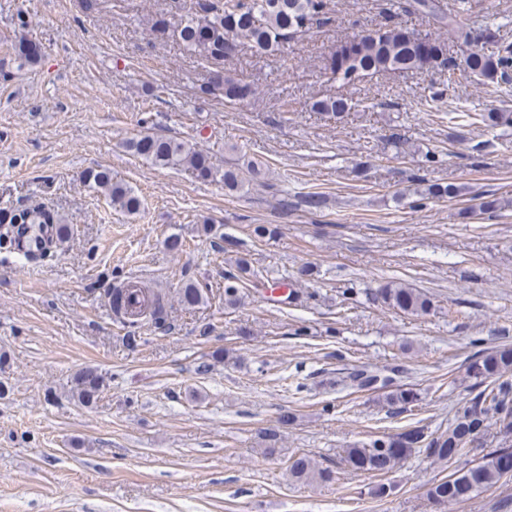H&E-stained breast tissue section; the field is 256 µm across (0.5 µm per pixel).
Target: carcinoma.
Listing matches in <instances>:
<instances>
[{
	"mask_svg": "<svg viewBox=\"0 0 512 512\" xmlns=\"http://www.w3.org/2000/svg\"><path fill=\"white\" fill-rule=\"evenodd\" d=\"M394 14L417 13L432 23L458 31L465 49L458 60H439L435 50L442 48L438 39L421 35L397 23L387 24L365 34L349 46H338L331 52L326 69L331 79L343 85L350 83L352 74L363 76L391 73L408 74L427 71L438 66L448 70V87L462 78H477L493 83H512V41L489 26L472 31L473 0H455L454 9L447 11L439 0H393ZM335 19L330 15L327 0H202L198 9H188L174 28L181 45L201 60H230L248 46L255 53L276 57L282 49L308 34L314 28L331 27ZM481 41V48L472 44ZM17 59L25 64L40 60L41 54L32 51L30 39L20 37L12 44ZM205 92L220 94L224 102L235 104L253 95L250 85L240 79L222 75ZM354 103L342 96H328L312 103L311 109L321 114L340 118ZM456 118L467 125L487 128L512 126V112H461ZM130 150L164 169H188L200 178L220 176L224 189L230 193L243 190L246 178L235 168L217 174L210 158L187 141L176 137L141 135L128 144ZM86 181L101 189L112 207L132 213L140 206L133 190L119 182L105 169H92ZM298 205L316 213L326 206V198L318 192H307L299 197ZM60 218L51 209L37 203L21 209L0 213V224H27L36 240H41L39 226L58 224ZM237 274L224 283V307L233 308L242 299V288H283L279 277L269 276L254 268L247 255L241 253L234 260ZM146 296L140 288H125L112 292V304L125 324L138 323L144 310L132 309L125 303L127 292ZM180 302L187 308L204 303L203 289L187 283L179 291ZM376 298L384 305L411 317H422L432 307L431 299L423 292L400 281H389L376 290ZM479 337L469 345L478 348L469 359L467 372L485 388L456 411L448 430L427 432L422 427H411L394 435L377 436L360 441L345 450V461L354 471L384 475L392 472L413 449L436 461L455 462L467 450L470 442L482 438L489 426L497 428L500 446L487 453L475 464H465L449 477L430 485L427 497L438 505L463 503L500 480L512 477V345L502 344L483 349ZM395 371L354 369L336 381V385L358 391L383 392L388 405L401 412L418 400L414 388L395 383ZM78 401L90 403L98 398L104 387V377L94 367L80 370L74 377ZM289 477L300 483L327 482L332 471L317 467L308 457L299 456L289 461Z\"/></svg>",
	"mask_w": 512,
	"mask_h": 512,
	"instance_id": "cac0c4a2",
	"label": "carcinoma"
}]
</instances>
